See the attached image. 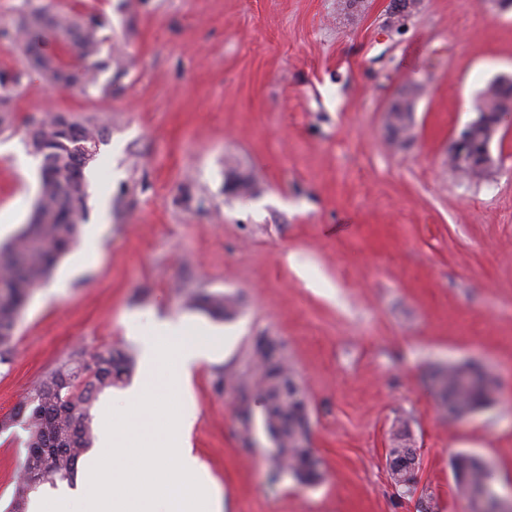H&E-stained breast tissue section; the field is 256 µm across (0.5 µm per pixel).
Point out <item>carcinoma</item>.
I'll use <instances>...</instances> for the list:
<instances>
[{
	"label": "carcinoma",
	"mask_w": 512,
	"mask_h": 512,
	"mask_svg": "<svg viewBox=\"0 0 512 512\" xmlns=\"http://www.w3.org/2000/svg\"><path fill=\"white\" fill-rule=\"evenodd\" d=\"M104 24L95 14L49 13L40 8L25 12L11 42L23 55L26 66L46 81L59 86L78 85L83 90L97 87L100 71L112 68V58L102 59L101 31ZM56 35L79 60L69 67L58 57L34 50L36 42ZM21 73L0 70V126L11 122V101ZM512 106V82H491L482 92L480 111L494 112ZM106 129L70 116L54 114L37 120L29 128L30 151L42 158L45 171L32 220L13 239L0 246V363L10 360L14 349L17 315L34 288L55 269L59 260L76 245L87 218L88 186L84 169L77 167L76 145L96 146ZM189 305L219 319L234 313V302L219 294L193 292ZM258 382L265 401V426L274 442L272 475L290 471L298 480L313 483L320 479L318 462L306 448L307 411L305 394L296 382L288 360L273 339L261 336L252 354ZM136 355L106 348L83 364L82 354L46 375L21 407L28 431L27 455L21 485L7 512H29L30 493L42 487L73 484L80 458L94 443L93 409L99 396L123 383L134 371ZM440 406L451 411L456 406L480 407L490 403L498 390L495 379L486 374L475 383L464 366H448L436 371ZM455 468L456 486L468 497L474 512H485L482 492L491 479L472 459L461 456Z\"/></svg>",
	"instance_id": "cac0c4a2"
}]
</instances>
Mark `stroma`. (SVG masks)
I'll use <instances>...</instances> for the list:
<instances>
[{"instance_id": "obj_1", "label": "stroma", "mask_w": 512, "mask_h": 512, "mask_svg": "<svg viewBox=\"0 0 512 512\" xmlns=\"http://www.w3.org/2000/svg\"><path fill=\"white\" fill-rule=\"evenodd\" d=\"M389 2L0 0V70L22 74L0 130V211L15 213L0 240L38 197L39 168L17 153L45 110L106 127L85 178L109 200L108 222L82 227L97 251L77 244L35 289L0 364V512L27 452L19 403L77 352L140 349L128 326L160 320L211 350L190 377L191 445L224 512H470L460 453L512 498V131L491 143L493 171L448 165L482 91L512 74V10L419 0L398 28ZM33 7L105 18L111 96L27 71L8 36ZM402 98L413 128L395 141L386 113ZM192 291L234 297L235 315L187 307ZM259 336L305 392L317 483L270 478L258 396L236 385ZM455 362L500 386L452 420L432 374ZM402 431L419 455L404 496L385 461Z\"/></svg>"}]
</instances>
